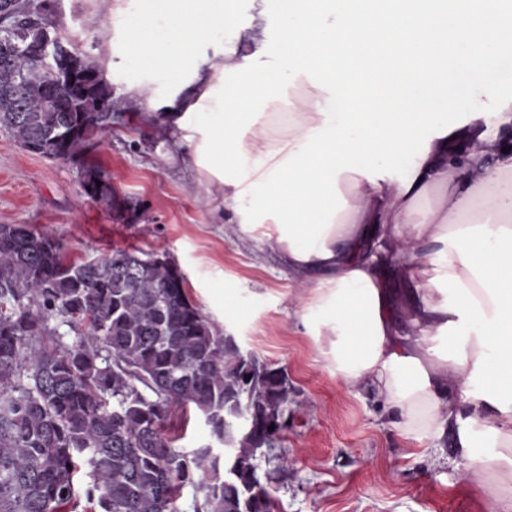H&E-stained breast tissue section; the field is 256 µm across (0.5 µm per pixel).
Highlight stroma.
Instances as JSON below:
<instances>
[{
	"label": "stroma",
	"instance_id": "obj_1",
	"mask_svg": "<svg viewBox=\"0 0 512 512\" xmlns=\"http://www.w3.org/2000/svg\"><path fill=\"white\" fill-rule=\"evenodd\" d=\"M136 7V0L56 2L59 24L92 56L101 52L95 36L107 30L105 76L119 96L142 79L121 38ZM143 117L128 113L96 151L118 193L137 202L140 221L115 219L83 193L71 164L25 151L0 128V224L49 232L72 259L116 250L166 254L220 334L287 371L296 394L276 450L288 463H260L276 512H486L487 492L463 477L454 439L436 448L404 436L376 390L347 387L329 373L299 317L307 276L261 231H239L220 191L191 172L179 130L154 142L143 135ZM165 430L186 451L212 441L191 406L174 411Z\"/></svg>",
	"mask_w": 512,
	"mask_h": 512
}]
</instances>
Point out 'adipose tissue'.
<instances>
[{
  "instance_id": "adipose-tissue-1",
  "label": "adipose tissue",
  "mask_w": 512,
  "mask_h": 512,
  "mask_svg": "<svg viewBox=\"0 0 512 512\" xmlns=\"http://www.w3.org/2000/svg\"><path fill=\"white\" fill-rule=\"evenodd\" d=\"M257 15L243 25L240 0H141L123 27L136 66L155 71L160 50L178 66L165 99L143 83L132 94L184 131L192 170L222 189L240 231L264 227L312 275L299 313L326 369L378 391L406 435L439 441L458 424L465 476L500 487L488 512H512V151L483 131L448 152L478 115L512 123L500 92L512 81L501 65L512 7L257 0ZM242 27L249 52L215 43ZM435 187L438 207L416 216ZM398 243L415 283L404 335L377 273ZM478 434L494 455L474 451Z\"/></svg>"
}]
</instances>
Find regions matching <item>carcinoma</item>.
I'll use <instances>...</instances> for the list:
<instances>
[{
    "instance_id": "carcinoma-1",
    "label": "carcinoma",
    "mask_w": 512,
    "mask_h": 512,
    "mask_svg": "<svg viewBox=\"0 0 512 512\" xmlns=\"http://www.w3.org/2000/svg\"><path fill=\"white\" fill-rule=\"evenodd\" d=\"M0 127L29 152L72 164L90 199L117 218L112 175L95 163L119 111L99 64L61 28L51 0H0ZM50 28L91 79L64 82L22 47ZM102 185H96V182ZM169 259L118 250L66 256L52 235L0 224V512H274L258 460L260 423L288 419V373L222 336L174 286ZM58 321L52 328L49 322ZM75 333L65 341L59 327ZM192 406L225 456L171 446L163 422Z\"/></svg>"
}]
</instances>
